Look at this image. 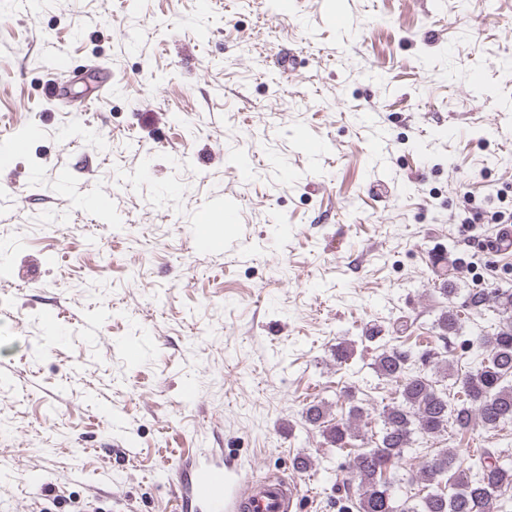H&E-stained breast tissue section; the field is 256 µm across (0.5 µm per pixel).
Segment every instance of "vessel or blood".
I'll use <instances>...</instances> for the list:
<instances>
[{"mask_svg": "<svg viewBox=\"0 0 512 512\" xmlns=\"http://www.w3.org/2000/svg\"><path fill=\"white\" fill-rule=\"evenodd\" d=\"M181 512H290L296 490L280 478L253 485L224 461L223 451L184 454L174 464Z\"/></svg>", "mask_w": 512, "mask_h": 512, "instance_id": "vessel-or-blood-1", "label": "vessel or blood"}]
</instances>
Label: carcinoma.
I'll list each match as a JSON object with an SVG mask.
<instances>
[{"label":"carcinoma","instance_id":"carcinoma-1","mask_svg":"<svg viewBox=\"0 0 512 512\" xmlns=\"http://www.w3.org/2000/svg\"><path fill=\"white\" fill-rule=\"evenodd\" d=\"M438 277L437 291L448 300V309L436 328L446 339L459 333L462 320L452 302L458 292L454 281L445 270ZM469 306L493 313V333L469 341L479 362L464 375L449 358L437 363L432 376L416 366L428 362L429 350L415 357L399 347L384 348L375 357L374 371L397 384L398 396L379 413L382 427L370 438L371 447L352 460L357 512H512V448H482L469 457L465 469L457 467L456 449H438L416 472L426 494L414 504L393 497L384 477L413 448L416 435L440 439L476 426L498 431L512 425V290H499L490 303L483 294H473ZM449 379L454 383L446 384ZM303 414L341 451L359 437L357 421L363 411L358 406L350 407L345 420L330 419L321 403L307 405Z\"/></svg>","mask_w":512,"mask_h":512}]
</instances>
